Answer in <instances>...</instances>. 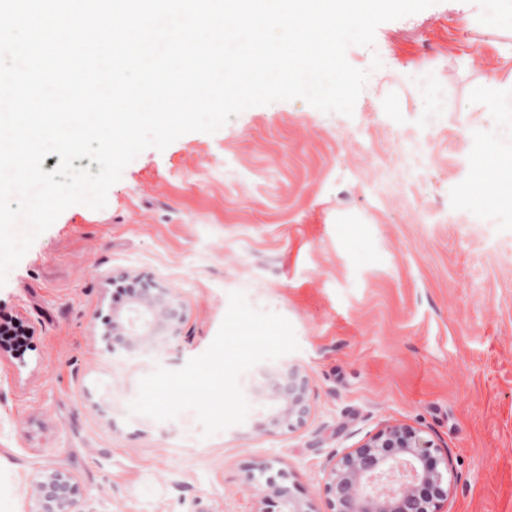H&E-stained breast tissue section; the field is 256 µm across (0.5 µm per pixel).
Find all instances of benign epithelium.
<instances>
[{
  "mask_svg": "<svg viewBox=\"0 0 512 512\" xmlns=\"http://www.w3.org/2000/svg\"><path fill=\"white\" fill-rule=\"evenodd\" d=\"M134 285L138 294L132 309L141 331H133L121 319L112 322V335L125 349L133 339L145 338L159 327L173 335L186 319L184 303L153 277L139 274ZM269 397L277 402L271 424L294 428L309 413L308 377L297 366H283ZM52 477L49 484L43 480L36 484L35 497L43 512H55L53 501L61 496L70 512L80 495L79 486L67 472L54 470ZM325 490L333 512H443L449 494L448 459L413 427L389 423L332 465ZM261 495L264 503L279 504L284 512H306L287 486L271 479Z\"/></svg>",
  "mask_w": 512,
  "mask_h": 512,
  "instance_id": "obj_1",
  "label": "benign epithelium"
}]
</instances>
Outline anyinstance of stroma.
Returning a JSON list of instances; mask_svg holds the SVG:
<instances>
[{
    "label": "stroma",
    "instance_id": "35a3bbf8",
    "mask_svg": "<svg viewBox=\"0 0 512 512\" xmlns=\"http://www.w3.org/2000/svg\"><path fill=\"white\" fill-rule=\"evenodd\" d=\"M347 59L370 72L352 116L277 101L146 149L104 209L67 208L10 271L0 322L31 343L0 349V512H33L56 468L81 486L74 512H260L271 477L331 512V464L394 421L447 454V512H512V209L465 202L473 140L512 135L494 105L512 0H438ZM405 129L433 151L409 177L383 167ZM416 195L459 223H418ZM140 273L187 319L152 354L109 352L111 281ZM237 290L291 322L298 351L260 367L306 371L304 422L274 427L254 392L208 438L190 410L130 414L143 376L208 349Z\"/></svg>",
    "mask_w": 512,
    "mask_h": 512
}]
</instances>
